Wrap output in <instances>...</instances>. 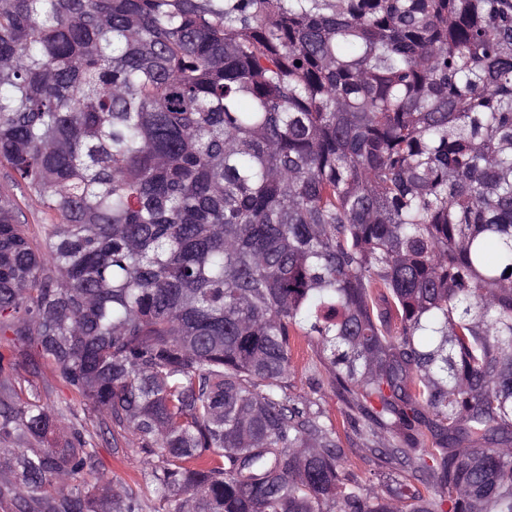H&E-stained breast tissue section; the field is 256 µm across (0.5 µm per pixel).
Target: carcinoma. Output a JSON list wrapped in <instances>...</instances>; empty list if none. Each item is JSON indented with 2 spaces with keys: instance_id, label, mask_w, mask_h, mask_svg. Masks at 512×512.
<instances>
[{
  "instance_id": "cac0c4a2",
  "label": "carcinoma",
  "mask_w": 512,
  "mask_h": 512,
  "mask_svg": "<svg viewBox=\"0 0 512 512\" xmlns=\"http://www.w3.org/2000/svg\"><path fill=\"white\" fill-rule=\"evenodd\" d=\"M0 166V507L512 512V0H0ZM292 359L294 371L288 379L291 404L302 407L308 400L315 401L317 405L312 408L319 407L324 416L336 423L345 467L362 480L371 478L370 472L374 465L370 452L361 446L362 441L353 424L344 415L342 401L329 385L328 374L321 365L320 350L316 343L306 336H299ZM25 380H29L36 387L41 401L49 405L60 406L63 397L67 396L65 391L61 393L56 374L47 364L40 365L37 374H33L28 367H19L15 381L27 385ZM95 440L98 468L107 474L121 477L134 490H139V486L133 483V480L138 479V472L142 467V454L137 451L136 445L130 443L124 448L115 449L101 438Z\"/></svg>"
}]
</instances>
